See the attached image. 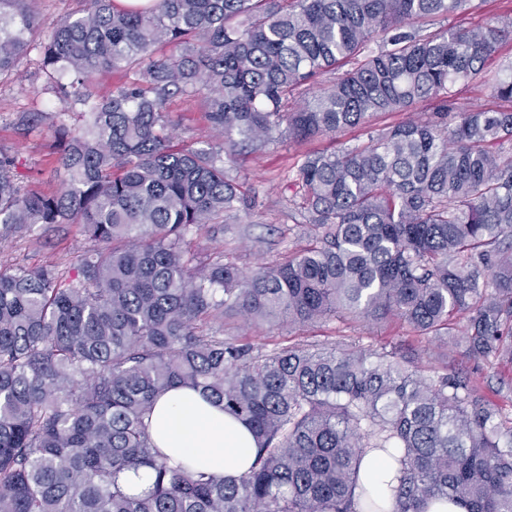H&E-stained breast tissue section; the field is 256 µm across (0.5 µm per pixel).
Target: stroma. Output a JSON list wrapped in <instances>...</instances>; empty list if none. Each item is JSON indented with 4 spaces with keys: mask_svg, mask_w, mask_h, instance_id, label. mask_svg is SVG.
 Wrapping results in <instances>:
<instances>
[{
    "mask_svg": "<svg viewBox=\"0 0 512 512\" xmlns=\"http://www.w3.org/2000/svg\"><path fill=\"white\" fill-rule=\"evenodd\" d=\"M44 20L29 35L31 48L14 72L0 78V152L13 156L22 187L44 194L56 193L63 170L58 162L60 148L53 128L66 124L81 127L83 117L69 104L44 90L46 81L41 47L47 42V21L82 9L86 0H37ZM436 103L423 99L405 112L377 114L363 125L336 135L298 143L283 140L259 151H244L226 159L225 167L243 190L255 193L250 211L240 212L228 228H210L188 238V249L198 261L223 252L225 260L244 272L258 264L283 261L305 246L302 228L292 216L297 213L296 190L289 187L287 174L309 151H331L366 143L383 129L434 112ZM168 119L176 145H188L205 135L208 122L199 101L178 96L168 107ZM89 242L78 224H38L32 231L0 236V267L22 268L49 264L63 274L72 273ZM224 339L251 346L269 354L285 347L323 348L347 344L362 350L393 349L419 355V366L429 376L459 374L469 377L477 394L512 423V364L476 361L457 349L417 335L406 323L389 319L375 325L359 321H319L305 326L266 324L245 328L239 317L224 321Z\"/></svg>",
    "mask_w": 512,
    "mask_h": 512,
    "instance_id": "stroma-1",
    "label": "stroma"
}]
</instances>
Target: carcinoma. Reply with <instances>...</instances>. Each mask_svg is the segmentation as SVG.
Returning a JSON list of instances; mask_svg holds the SVG:
<instances>
[{"label": "carcinoma", "instance_id": "carcinoma-1", "mask_svg": "<svg viewBox=\"0 0 512 512\" xmlns=\"http://www.w3.org/2000/svg\"><path fill=\"white\" fill-rule=\"evenodd\" d=\"M473 8L89 0L48 23L45 73L87 119L54 129L56 195L23 190L0 153V229L80 224L90 247L68 279L52 265L0 268V512H358L362 498L383 512L367 456L398 466L390 512L436 500L512 512V427L467 380L427 376L395 351L255 355L213 329L227 313L253 325L396 317L471 358L512 363V110L463 107L451 92L512 40V19L415 26ZM40 23L32 0H0V78ZM349 62L288 109L298 87ZM131 65L138 82L90 102L93 77ZM485 83L512 103V62ZM176 96L200 101L224 146L171 144ZM422 99L436 101L432 115L298 159L309 243L294 257L248 274L193 264L189 234L250 210L224 157L332 136ZM178 387L250 427L247 472L175 463L153 442L145 419ZM142 468L151 487L132 494L120 475Z\"/></svg>", "mask_w": 512, "mask_h": 512}]
</instances>
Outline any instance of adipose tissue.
Here are the masks:
<instances>
[{
    "mask_svg": "<svg viewBox=\"0 0 512 512\" xmlns=\"http://www.w3.org/2000/svg\"><path fill=\"white\" fill-rule=\"evenodd\" d=\"M150 433L158 447L221 476L246 472L254 458L256 443L248 426L188 388L158 397Z\"/></svg>",
    "mask_w": 512,
    "mask_h": 512,
    "instance_id": "obj_1",
    "label": "adipose tissue"
}]
</instances>
